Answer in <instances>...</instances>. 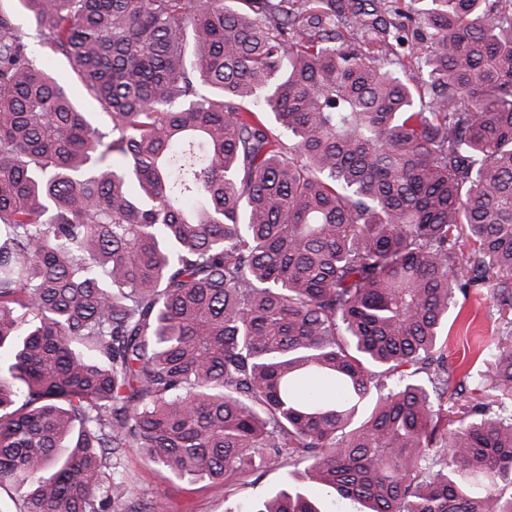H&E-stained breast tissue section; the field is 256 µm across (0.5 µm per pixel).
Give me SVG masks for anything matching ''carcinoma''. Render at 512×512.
<instances>
[{
    "mask_svg": "<svg viewBox=\"0 0 512 512\" xmlns=\"http://www.w3.org/2000/svg\"><path fill=\"white\" fill-rule=\"evenodd\" d=\"M246 2L0 0V490L117 512L136 450L512 512V347L452 427L442 339L473 288L512 309V0ZM48 65L51 69L68 80L69 93L72 99L80 105L85 112H93L94 121L100 125H105L108 117L100 112H103L97 102L92 99L84 89V87L77 81L74 74L71 72L70 66L65 58L62 56H54L48 60Z\"/></svg>",
    "mask_w": 512,
    "mask_h": 512,
    "instance_id": "1",
    "label": "carcinoma"
}]
</instances>
